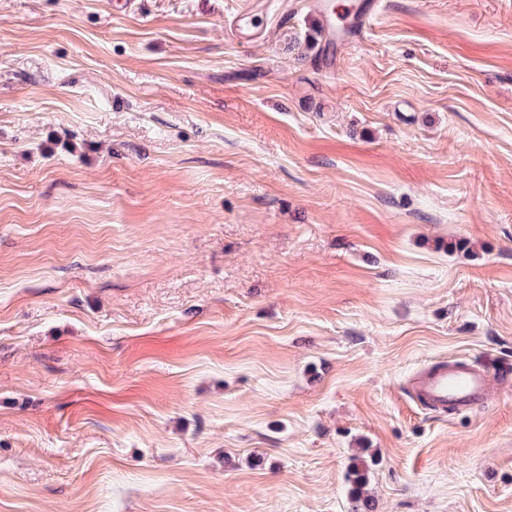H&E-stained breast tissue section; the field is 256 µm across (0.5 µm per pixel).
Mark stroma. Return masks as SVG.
Masks as SVG:
<instances>
[{"label":"stroma","mask_w":512,"mask_h":512,"mask_svg":"<svg viewBox=\"0 0 512 512\" xmlns=\"http://www.w3.org/2000/svg\"><path fill=\"white\" fill-rule=\"evenodd\" d=\"M444 361L512 364V0H0V512H512ZM493 373L494 369L480 363H439L415 376L410 391L415 400L434 411L466 409L486 399Z\"/></svg>","instance_id":"obj_1"}]
</instances>
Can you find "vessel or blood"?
<instances>
[{"label":"vessel or blood","instance_id":"1","mask_svg":"<svg viewBox=\"0 0 512 512\" xmlns=\"http://www.w3.org/2000/svg\"><path fill=\"white\" fill-rule=\"evenodd\" d=\"M492 370L480 363H441L415 376L411 395L435 411L465 409L486 399Z\"/></svg>","mask_w":512,"mask_h":512}]
</instances>
